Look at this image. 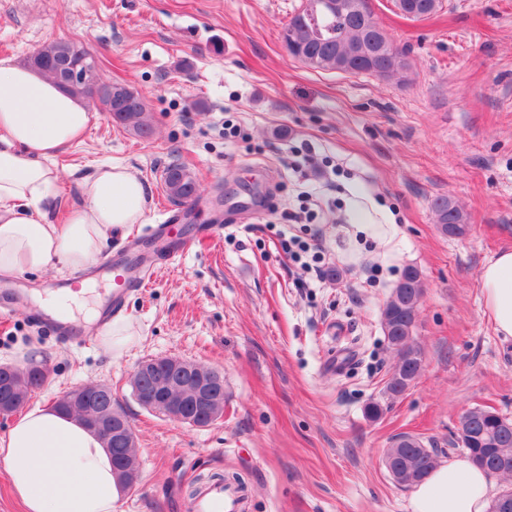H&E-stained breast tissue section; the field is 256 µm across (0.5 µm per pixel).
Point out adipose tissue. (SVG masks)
Masks as SVG:
<instances>
[{"label": "adipose tissue", "mask_w": 512, "mask_h": 512, "mask_svg": "<svg viewBox=\"0 0 512 512\" xmlns=\"http://www.w3.org/2000/svg\"><path fill=\"white\" fill-rule=\"evenodd\" d=\"M85 101L40 71L0 60V274L39 273L52 260L90 266L112 232L140 223L144 182L126 167H100L61 224L45 206L58 171L52 161L84 133ZM484 305L497 333L512 338V249L481 274ZM12 490L25 512H116L121 494L112 455L78 419L35 408L0 437ZM486 475L466 458L440 462L410 493L412 512H487Z\"/></svg>", "instance_id": "adipose-tissue-1"}]
</instances>
